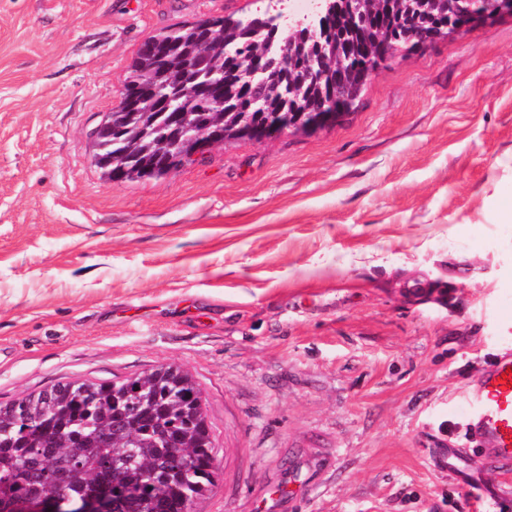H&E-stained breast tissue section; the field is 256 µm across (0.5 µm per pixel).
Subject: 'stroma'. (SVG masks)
Masks as SVG:
<instances>
[{
  "mask_svg": "<svg viewBox=\"0 0 512 512\" xmlns=\"http://www.w3.org/2000/svg\"><path fill=\"white\" fill-rule=\"evenodd\" d=\"M271 0H0V402L188 370L218 462L194 512H487L460 452L512 352V16L396 56L351 112L159 180L90 162L139 49ZM457 431L443 433L442 425Z\"/></svg>",
  "mask_w": 512,
  "mask_h": 512,
  "instance_id": "35a3bbf8",
  "label": "stroma"
}]
</instances>
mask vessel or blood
Listing matches in <instances>:
<instances>
[{"label": "vessel or blood", "mask_w": 512, "mask_h": 512, "mask_svg": "<svg viewBox=\"0 0 512 512\" xmlns=\"http://www.w3.org/2000/svg\"><path fill=\"white\" fill-rule=\"evenodd\" d=\"M512 370V354L495 357L473 387L474 407L467 417V443L479 448L489 465L512 463V387L500 382Z\"/></svg>", "instance_id": "1"}]
</instances>
